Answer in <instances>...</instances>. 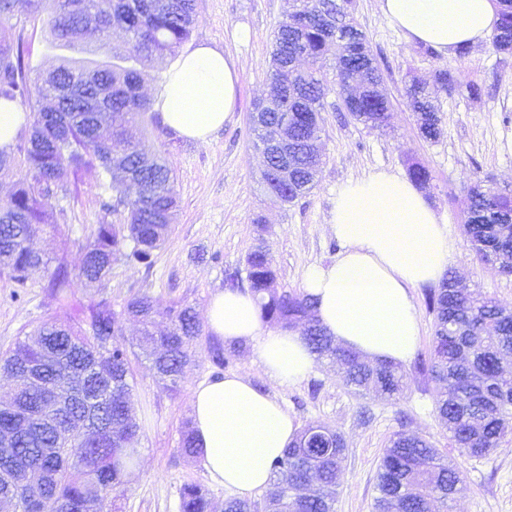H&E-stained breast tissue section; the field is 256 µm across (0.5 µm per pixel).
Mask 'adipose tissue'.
Segmentation results:
<instances>
[{
	"label": "adipose tissue",
	"mask_w": 512,
	"mask_h": 512,
	"mask_svg": "<svg viewBox=\"0 0 512 512\" xmlns=\"http://www.w3.org/2000/svg\"><path fill=\"white\" fill-rule=\"evenodd\" d=\"M382 14L412 42L448 56L484 40L498 22L494 0H378ZM238 74L232 56L202 44L181 53L155 101L161 123L200 142L231 120ZM330 231L341 245L328 264L308 269L303 291L337 344L364 358L406 363L420 327L414 290L438 281L455 251L446 224L408 179L386 169L348 181L336 194ZM211 336L252 347L265 372L294 384L316 355L295 329L267 328L249 292L213 294L206 313ZM192 426L211 479L242 496L266 490L272 465L299 424L245 376L199 383Z\"/></svg>",
	"instance_id": "ef3b65f1"
}]
</instances>
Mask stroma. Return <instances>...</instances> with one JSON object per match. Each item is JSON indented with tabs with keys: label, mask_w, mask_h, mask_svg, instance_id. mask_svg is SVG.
I'll list each match as a JSON object with an SVG mask.
<instances>
[{
	"label": "stroma",
	"mask_w": 512,
	"mask_h": 512,
	"mask_svg": "<svg viewBox=\"0 0 512 512\" xmlns=\"http://www.w3.org/2000/svg\"><path fill=\"white\" fill-rule=\"evenodd\" d=\"M289 8L290 0H196L184 47L206 43L233 57L238 71L233 119L206 142L161 135L147 123L131 128L142 151L165 157L178 194L177 218L151 270L118 261L103 281H74L75 312H88L104 295L119 309L145 293L161 310L180 300L193 308L197 319H204L211 295L226 287V271L243 268L246 254L257 247L272 259L278 287L301 291L307 268L330 263L340 249L329 228L338 188L379 168L406 174L412 162L430 172L431 186L424 195L443 216L455 246L449 274L512 310V276L498 275L477 260L463 231L470 184L487 178L492 187L512 190V51L495 50L487 39L462 56L428 54L384 17L378 0H355V17L382 73L390 105L387 125L368 128L340 111L336 94L327 95L320 141L324 163L316 186L282 206L260 187L264 158L252 146L250 114L270 93L273 35ZM9 25L27 49L31 75L45 74L62 58L95 63L110 59L100 51V36L92 28L76 30L65 44L52 43L29 0H16ZM240 29L247 30L246 40L237 39ZM443 68L455 71L462 82L483 85L484 95L473 100L463 90L446 93L433 82ZM415 77L432 84L441 130L434 140L421 135L406 95ZM107 199L97 170L86 169L76 193L49 200L58 227L37 233L32 248L77 269L101 218L121 220L119 213L104 212ZM15 291L9 275L0 272V351L59 312L44 269L31 271L24 299H16ZM210 339L206 333L190 341L195 362L173 390L158 381L149 362L133 360V407L143 424L139 461L103 512H180V489L187 482L208 489L213 512H222L229 490L209 477L200 460L181 453L179 439L191 419L194 388L225 372L246 376L276 397L299 425L321 424L342 436L346 457L335 512H373L378 465L398 431L425 439L459 470V491L447 512H512V434L484 458L462 455L449 443L434 411L432 382L416 371H409L396 400L355 394L326 359L317 360L302 381L281 385L269 378L248 346L241 347L226 370L214 367L208 358Z\"/></svg>",
	"instance_id": "obj_1"
}]
</instances>
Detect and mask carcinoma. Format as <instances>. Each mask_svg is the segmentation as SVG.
<instances>
[{
    "label": "carcinoma",
    "instance_id": "carcinoma-1",
    "mask_svg": "<svg viewBox=\"0 0 512 512\" xmlns=\"http://www.w3.org/2000/svg\"><path fill=\"white\" fill-rule=\"evenodd\" d=\"M43 16L51 38L65 42L74 31L76 19L95 13L99 32L117 27L125 31L128 48L105 62L87 69L65 61L42 79L29 76L23 44L6 34L14 0H0V98L24 107L33 96L52 94L51 76L68 79L70 96L53 111L32 109L29 138L20 164L29 178L17 184L12 195L0 203V270L25 287L31 269L47 265L28 246L43 225L53 224L45 199L58 192L67 195L81 172L96 167L100 187L116 193L117 205L103 203L106 211L123 207L124 223L101 222L84 247L77 277L101 281L115 261L124 258L145 268L152 267L155 250L167 240L177 211V191L170 169L157 156H144L138 175L154 182L152 197L144 199L132 179L119 173L125 161L139 154L128 140L126 125L151 114V123L163 134L150 100L139 93L142 68L154 58L174 56L190 36L196 0H30ZM352 0H292V9L274 32L270 59L272 83L287 90L277 99L258 103L275 122L289 115L288 130L299 138L315 141L320 130L313 129L314 113L324 109V99L335 90L342 95L343 111L371 128L387 126L388 100L381 93L382 74L367 67L373 59L369 40L351 10ZM500 23L493 35L499 51L512 50V0H496ZM336 50V71H323V55ZM92 72L102 76L100 85L109 90L108 108L112 122L103 129L92 112L80 110V100L97 90ZM354 79L360 85L357 101L344 96V87ZM410 106L426 113L423 136L440 134L439 117L427 83L414 78L407 88ZM323 164L319 149L308 150L296 159L292 178L264 174L266 193L281 203L309 192ZM408 175L420 188L430 187L429 171L408 166ZM470 222L463 225L471 251L481 262L492 254L500 275L512 274V194L495 190L480 180L469 191ZM250 292L261 318L285 329L315 320L313 301L308 296L274 287L276 271L270 258L259 248L245 260ZM72 273L59 263L50 273L49 286L62 307L70 306ZM428 306L434 315V334L429 359L417 369L436 385L434 407L448 438L461 452L482 457L497 448L512 426V373L504 371L498 388L483 397V371L495 367L498 359L512 356V320L501 315L503 308L480 294L461 296L443 287L429 290ZM155 302L147 295L129 299L118 311L112 300L100 297L82 318H51L35 331L32 342L17 341L0 353V369L14 381L30 368L43 372L44 381L64 389L70 372L81 370L87 377V396L102 400V409L115 418L112 431L100 439L82 442L75 435L74 412L53 415L43 405L42 395L21 389L11 403L0 404V429L23 430L41 424V417L55 416L54 428L44 432L41 444L25 440L15 448L0 447V460L8 454L31 460L42 472L40 484L15 474L0 480V503L12 512H53L56 506L71 512H103L106 498L99 487L114 492L123 484L127 471L137 464L141 425L132 410L131 358L118 340L121 320L128 315L141 324L137 348L152 358L153 367L165 385L174 387L191 362L186 349L190 338L202 335V327L189 306L173 305L167 315L170 329L157 335ZM312 352L342 365V379L354 389H373L390 398L404 388L406 372L400 365L379 362L367 366L359 355L333 343L321 325L306 337ZM237 351L219 342L209 346V361L217 368L229 364ZM180 449L188 457L200 455L190 424L181 431ZM345 456L341 435L327 427L308 425L273 464L274 491L268 499L271 512H333L336 487ZM458 473L427 442L397 433L390 440L377 472L375 512H435V501L443 506L453 501ZM211 498L202 486L186 483L180 492V512H210Z\"/></svg>",
    "mask_w": 512,
    "mask_h": 512
}]
</instances>
